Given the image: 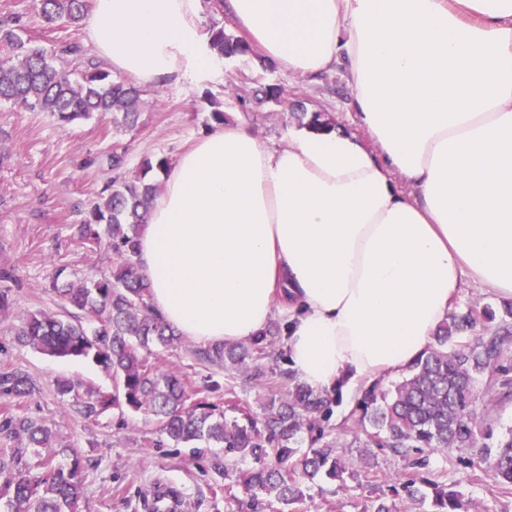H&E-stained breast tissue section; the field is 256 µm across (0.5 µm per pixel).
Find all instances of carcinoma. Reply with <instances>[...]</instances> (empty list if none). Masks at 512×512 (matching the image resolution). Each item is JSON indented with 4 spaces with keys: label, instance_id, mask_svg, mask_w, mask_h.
Instances as JSON below:
<instances>
[{
    "label": "carcinoma",
    "instance_id": "carcinoma-1",
    "mask_svg": "<svg viewBox=\"0 0 512 512\" xmlns=\"http://www.w3.org/2000/svg\"><path fill=\"white\" fill-rule=\"evenodd\" d=\"M88 0H35V13L47 24L78 23ZM23 14L0 21V101L18 112H45L68 125L93 115L112 117L119 134L134 127L145 104V90L112 79L100 65L84 74L69 65L81 54L67 44L55 55L23 37ZM211 43L227 59L253 54L247 42L224 28H212ZM263 99L278 103L282 90L256 75ZM172 162L165 155L144 158L131 178L117 176L92 202L80 225L82 238L112 251V270L79 283L59 284L66 268H59L51 290L61 312H30L14 327L15 341L41 353L90 360L112 374V392H96L76 404L85 418L114 407L153 417L159 431L174 445L190 448L216 443L238 458L250 457L259 467L224 468V479L253 504L275 501L291 506L306 498L308 484L319 477L335 482L354 473L355 463L340 457V443L332 431L354 434L349 447L389 448L398 454L411 449H454L467 453L477 447V429L484 418L512 400V369L503 364L512 346V303L496 309L471 305L451 315L436 329L431 344L408 366L402 380L386 389L378 380L363 388L337 426L331 424L340 404L339 388L315 391L286 372L285 394L269 391L256 412L241 404L233 389L224 404L210 402L185 375L160 369L150 362L156 347H175L182 336L154 314L148 305L150 283L139 272L138 237L149 221L148 209L159 192L158 177L168 175ZM13 271L0 269V316L15 305ZM482 321L493 324L474 339L470 333ZM280 341L278 325L267 327L244 343L192 350L202 365L221 369L244 367L259 381L273 383L277 372L261 364ZM4 393L25 395L32 381L22 372L0 379ZM483 400L484 413L475 411ZM0 433L24 438L35 458L21 463L20 449L0 454V509L3 512H78L84 496L83 472L89 465L77 449L69 462H55L49 428L29 417L7 416ZM484 461L494 472L498 490L512 494V428L484 445ZM426 463H409L403 488L411 499L425 485L432 491V512H475V503L462 491L421 473Z\"/></svg>",
    "mask_w": 512,
    "mask_h": 512
}]
</instances>
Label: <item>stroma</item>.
I'll use <instances>...</instances> for the list:
<instances>
[{
  "instance_id": "obj_1",
  "label": "stroma",
  "mask_w": 512,
  "mask_h": 512,
  "mask_svg": "<svg viewBox=\"0 0 512 512\" xmlns=\"http://www.w3.org/2000/svg\"><path fill=\"white\" fill-rule=\"evenodd\" d=\"M29 2L0 0V18L23 13L27 37L49 51L64 41L82 42L81 27L44 26L34 13L26 12ZM254 70L253 58L241 57L225 61L217 73L191 86L149 87L137 127L118 135L107 117L96 115L63 125L47 113L19 112L0 102V268L15 269L19 278L14 309L0 317V374L21 371L34 382L23 397L0 393V417L16 414L37 420L55 433L58 446H75L88 459L79 512H146L147 494L162 483L180 489L192 504L191 512H369L380 497L396 504L399 512H428L405 492L392 490L407 466L405 458L386 448L368 452L351 447L348 433L338 436L340 454L358 465L345 485L319 480L312 484L306 504L251 507L238 491L224 489L220 469L226 458L220 445L198 452L173 445L152 419L118 408L83 418L75 409L76 399L90 390H111L109 374L90 361L55 358L18 346L9 334L22 314L59 311L58 299L48 289L58 268H65L76 281L111 267V251L89 248L77 233L82 208L114 175L110 156L123 154L124 170L130 176L145 157L178 158L213 125L208 97L223 102L226 118H238L269 146L287 144L289 133L298 127L292 118L296 112L324 113L337 128L371 146L350 105L351 90L342 68L313 80L277 68L265 72L266 82L283 89L277 104L253 99L251 85L241 76ZM192 347L188 341L176 349H158L153 359L163 370L190 375L209 401L222 402L229 387L251 406L266 397L267 387L251 380L247 372L198 365ZM61 381L71 382L73 392L60 394ZM425 457L428 472L458 484L474 499L478 512H512V495L496 490L494 474L477 452L448 449L426 452Z\"/></svg>"
}]
</instances>
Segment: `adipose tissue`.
I'll list each match as a JSON object with an SVG mask.
<instances>
[{
  "mask_svg": "<svg viewBox=\"0 0 512 512\" xmlns=\"http://www.w3.org/2000/svg\"><path fill=\"white\" fill-rule=\"evenodd\" d=\"M289 73L342 67L374 145L240 122L179 157L139 237L149 304L203 345L284 318L288 365L348 392L404 371L470 278L512 298V0H224ZM113 72L182 88L219 58L201 0H93Z\"/></svg>",
  "mask_w": 512,
  "mask_h": 512,
  "instance_id": "ef3b65f1",
  "label": "adipose tissue"
}]
</instances>
